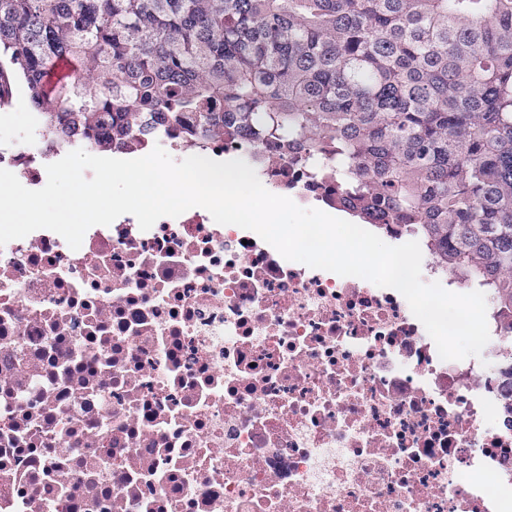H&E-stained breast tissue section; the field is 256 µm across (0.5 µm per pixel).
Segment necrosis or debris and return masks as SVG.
<instances>
[{"instance_id":"obj_1","label":"necrosis or debris","mask_w":512,"mask_h":512,"mask_svg":"<svg viewBox=\"0 0 512 512\" xmlns=\"http://www.w3.org/2000/svg\"><path fill=\"white\" fill-rule=\"evenodd\" d=\"M263 186L326 209L288 158ZM59 154L0 139L26 188ZM0 512H512L495 349L441 359L396 289L194 207L0 246Z\"/></svg>"}]
</instances>
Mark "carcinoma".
I'll use <instances>...</instances> for the list:
<instances>
[{
	"label": "carcinoma",
	"mask_w": 512,
	"mask_h": 512,
	"mask_svg": "<svg viewBox=\"0 0 512 512\" xmlns=\"http://www.w3.org/2000/svg\"><path fill=\"white\" fill-rule=\"evenodd\" d=\"M18 80L60 152L179 129L332 162L336 207L512 317V0H0L1 108Z\"/></svg>",
	"instance_id": "carcinoma-1"
}]
</instances>
